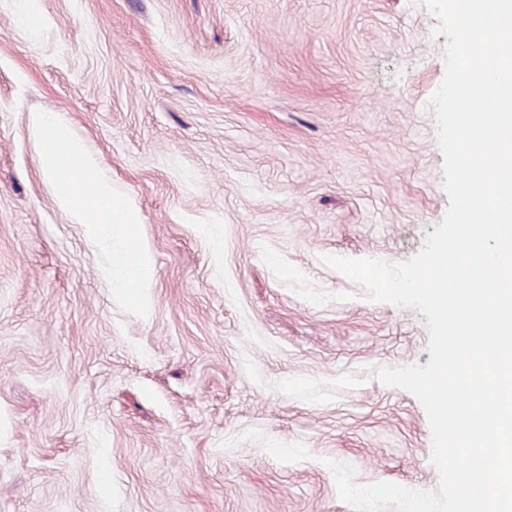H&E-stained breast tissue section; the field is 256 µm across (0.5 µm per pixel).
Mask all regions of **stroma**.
I'll return each instance as SVG.
<instances>
[{"instance_id": "1", "label": "stroma", "mask_w": 512, "mask_h": 512, "mask_svg": "<svg viewBox=\"0 0 512 512\" xmlns=\"http://www.w3.org/2000/svg\"><path fill=\"white\" fill-rule=\"evenodd\" d=\"M0 0V512H352L435 489L426 413L378 367L426 318L322 256L397 263L447 209L421 0ZM52 112L140 215L116 296L42 169Z\"/></svg>"}]
</instances>
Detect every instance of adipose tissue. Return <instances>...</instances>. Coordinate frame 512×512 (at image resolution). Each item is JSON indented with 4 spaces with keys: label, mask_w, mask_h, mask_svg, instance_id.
<instances>
[{
    "label": "adipose tissue",
    "mask_w": 512,
    "mask_h": 512,
    "mask_svg": "<svg viewBox=\"0 0 512 512\" xmlns=\"http://www.w3.org/2000/svg\"><path fill=\"white\" fill-rule=\"evenodd\" d=\"M35 128L44 141V171L53 179L63 205L98 239L123 238L125 260L114 278L125 298L140 295L152 276V264L134 243L138 214L111 191L99 167L88 160L58 118L40 113Z\"/></svg>",
    "instance_id": "adipose-tissue-1"
}]
</instances>
